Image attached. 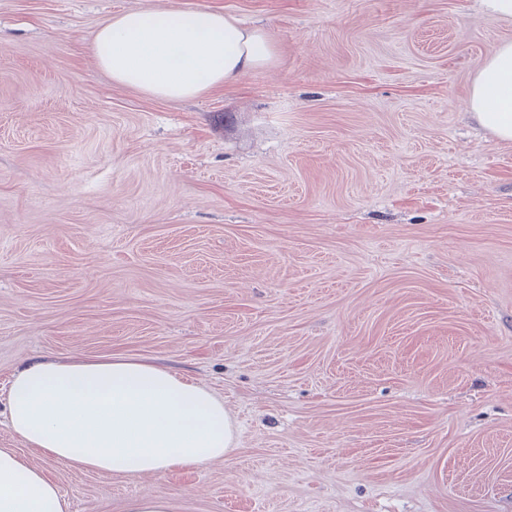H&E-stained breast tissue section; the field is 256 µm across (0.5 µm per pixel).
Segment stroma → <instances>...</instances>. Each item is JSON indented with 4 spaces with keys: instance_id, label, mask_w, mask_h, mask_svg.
<instances>
[{
    "instance_id": "1",
    "label": "stroma",
    "mask_w": 512,
    "mask_h": 512,
    "mask_svg": "<svg viewBox=\"0 0 512 512\" xmlns=\"http://www.w3.org/2000/svg\"><path fill=\"white\" fill-rule=\"evenodd\" d=\"M208 6L271 67L183 101L96 30ZM478 0H0V398L45 356L212 390L227 456L93 473L71 512H512V142L470 117ZM177 504L170 499L142 496L127 503L126 512H177Z\"/></svg>"
}]
</instances>
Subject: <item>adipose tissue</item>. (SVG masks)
<instances>
[{"label":"adipose tissue","mask_w":512,"mask_h":512,"mask_svg":"<svg viewBox=\"0 0 512 512\" xmlns=\"http://www.w3.org/2000/svg\"><path fill=\"white\" fill-rule=\"evenodd\" d=\"M93 53L114 82L180 101L270 66L276 50L262 28L200 7L116 15L97 29ZM469 110L493 136L512 141V41L483 65ZM5 415L26 447L96 472L194 466L234 445L222 399L140 357L32 361L12 373ZM0 512H69V503L44 470L0 448Z\"/></svg>","instance_id":"1"}]
</instances>
